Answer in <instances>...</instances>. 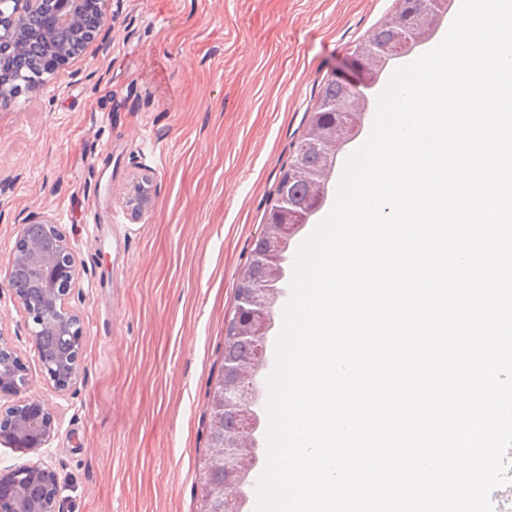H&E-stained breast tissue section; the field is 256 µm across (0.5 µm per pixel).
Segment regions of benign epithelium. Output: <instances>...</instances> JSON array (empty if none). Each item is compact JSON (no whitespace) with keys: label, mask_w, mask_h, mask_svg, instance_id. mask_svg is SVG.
Segmentation results:
<instances>
[{"label":"benign epithelium","mask_w":512,"mask_h":512,"mask_svg":"<svg viewBox=\"0 0 512 512\" xmlns=\"http://www.w3.org/2000/svg\"><path fill=\"white\" fill-rule=\"evenodd\" d=\"M84 9L85 0H0V102L20 97L42 79L39 61L28 76L13 75L12 63L28 57L25 16L40 12L48 17L47 57L64 65L99 34L85 27ZM441 19L440 0H400V7L386 21L396 37L391 41L371 37L355 50L357 64L369 83L376 82L390 60L430 39ZM56 27L69 29L71 40H56ZM340 84L343 99L315 102L302 136V153L288 165L284 184L255 240L250 264L238 275L234 316L224 342L243 343L249 352L224 367L215 393L216 407L232 416L233 422L212 440L210 473L220 478L218 506L213 512H240L243 487L256 464L259 391L254 378L264 366L266 335L280 293L278 283L284 277L289 240L324 201L337 152L358 135L366 114V94L343 80ZM309 150L324 156L323 169L310 171L301 164L303 153ZM150 205V187L144 183L128 206L140 216ZM78 275L75 254L59 225L37 219L21 226L7 287L25 311L28 340L43 379L60 395L78 384L83 369L84 327L71 306ZM29 386L26 360L13 343L0 337V444L22 455L37 456L35 461L0 468V512L26 508L60 512L62 482L53 465L41 458L42 449L50 447L54 438L55 418L44 402L27 396Z\"/></svg>","instance_id":"7a95c632"}]
</instances>
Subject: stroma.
Wrapping results in <instances>:
<instances>
[{
	"mask_svg": "<svg viewBox=\"0 0 512 512\" xmlns=\"http://www.w3.org/2000/svg\"><path fill=\"white\" fill-rule=\"evenodd\" d=\"M395 0H110L98 41L0 103V335L29 359L28 393L55 414L44 457L63 512H196L203 420L240 270L330 74ZM356 141L288 258L332 210ZM152 181L142 216L126 199ZM99 211V226L88 224ZM50 217L70 240L85 372L43 380L25 314L2 284L19 229Z\"/></svg>",
	"mask_w": 512,
	"mask_h": 512,
	"instance_id": "1",
	"label": "stroma"
}]
</instances>
